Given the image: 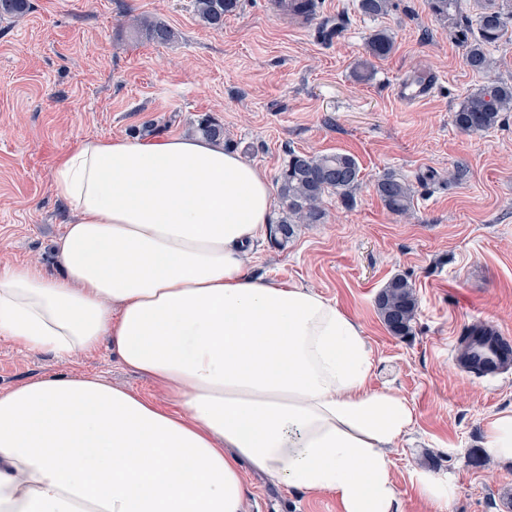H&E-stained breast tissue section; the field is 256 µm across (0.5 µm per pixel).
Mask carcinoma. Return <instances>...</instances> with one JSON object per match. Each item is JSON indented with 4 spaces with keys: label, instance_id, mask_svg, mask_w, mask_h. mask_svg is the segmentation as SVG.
<instances>
[{
    "label": "carcinoma",
    "instance_id": "cac0c4a2",
    "mask_svg": "<svg viewBox=\"0 0 512 512\" xmlns=\"http://www.w3.org/2000/svg\"><path fill=\"white\" fill-rule=\"evenodd\" d=\"M239 6L240 0H194L195 14L212 29L223 28L224 17L235 13ZM357 8L365 15L379 16L388 11L389 0H357ZM30 9V0H0V18L21 16ZM511 20L512 0H481L477 34H472L464 21L456 22L458 38L465 47V61L472 71L483 74L491 69L489 48L503 38ZM136 25L160 44L173 37L168 27L147 18L136 20ZM393 46V37L385 31L372 34L367 41L369 55L377 59L388 56ZM504 112H512V84L497 83L469 94L454 112L453 122L462 131L482 132L494 128ZM195 131L212 141L225 139L224 124L214 117L201 120ZM359 182V165L349 154L289 153L278 176L281 217L272 227L271 239L282 245L294 236L298 225L322 223L323 197L332 193L348 200ZM375 191L391 213L411 214L414 191L405 179L386 172L377 179ZM376 307L392 335H408L418 308L413 284L402 277L392 278L378 294Z\"/></svg>",
    "mask_w": 512,
    "mask_h": 512
}]
</instances>
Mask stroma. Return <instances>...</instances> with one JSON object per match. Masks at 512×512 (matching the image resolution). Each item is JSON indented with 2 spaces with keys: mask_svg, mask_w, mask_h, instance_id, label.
<instances>
[{
  "mask_svg": "<svg viewBox=\"0 0 512 512\" xmlns=\"http://www.w3.org/2000/svg\"><path fill=\"white\" fill-rule=\"evenodd\" d=\"M0 18V267H54V243L71 218L55 195L56 159L89 138L147 140L193 134L217 117L248 162L276 182L289 151L346 153L361 180L350 202L324 197L322 223L302 224L285 245L253 246V271L315 288L361 322L374 361L371 388H391L414 412L392 454L402 512H512V465L494 460L484 427L512 411V369L477 377L455 365L461 336L487 323L512 337V112L487 132L457 128L463 98L489 80L512 83V25L491 48L490 75L474 73L448 23L427 0H391L362 14L356 0H325L344 27L323 40V21L301 31L270 17L264 0L214 30L193 0H31ZM141 16L168 26L149 40ZM394 48L370 57V35ZM431 74L432 95L407 107L393 95L405 77ZM458 183L427 180L455 166ZM407 179L414 215L386 209L374 189L385 172ZM396 276L414 286L413 332L389 333L376 298ZM56 374L91 375L164 401L148 378L107 347L58 357L0 338V393ZM448 477L447 510L421 497L413 470ZM246 512H338L329 493L309 494L248 476Z\"/></svg>",
  "mask_w": 512,
  "mask_h": 512,
  "instance_id": "obj_1",
  "label": "stroma"
}]
</instances>
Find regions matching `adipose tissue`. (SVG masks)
Segmentation results:
<instances>
[{
	"instance_id": "adipose-tissue-1",
	"label": "adipose tissue",
	"mask_w": 512,
	"mask_h": 512,
	"mask_svg": "<svg viewBox=\"0 0 512 512\" xmlns=\"http://www.w3.org/2000/svg\"><path fill=\"white\" fill-rule=\"evenodd\" d=\"M73 212L59 274L0 270V336L58 356L107 346L159 402L90 375L0 393V512H245L247 471L401 512L405 398L368 384L359 320L255 275L266 177L222 143L89 139L53 172Z\"/></svg>"
}]
</instances>
